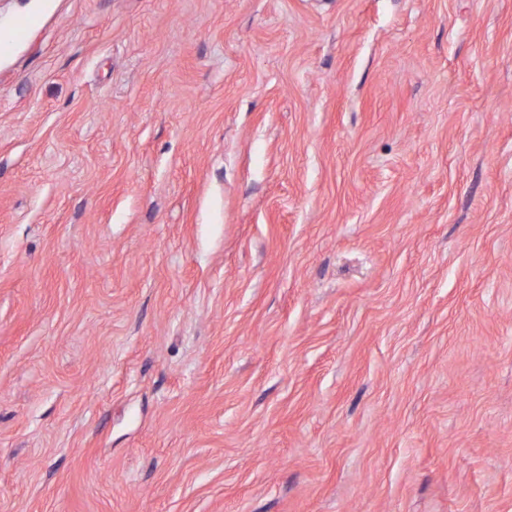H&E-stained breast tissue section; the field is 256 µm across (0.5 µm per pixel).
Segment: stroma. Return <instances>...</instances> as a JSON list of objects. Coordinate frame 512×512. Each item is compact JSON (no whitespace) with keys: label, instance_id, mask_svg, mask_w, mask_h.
I'll use <instances>...</instances> for the list:
<instances>
[{"label":"stroma","instance_id":"1","mask_svg":"<svg viewBox=\"0 0 512 512\" xmlns=\"http://www.w3.org/2000/svg\"><path fill=\"white\" fill-rule=\"evenodd\" d=\"M0 512H512V0H0Z\"/></svg>","mask_w":512,"mask_h":512}]
</instances>
